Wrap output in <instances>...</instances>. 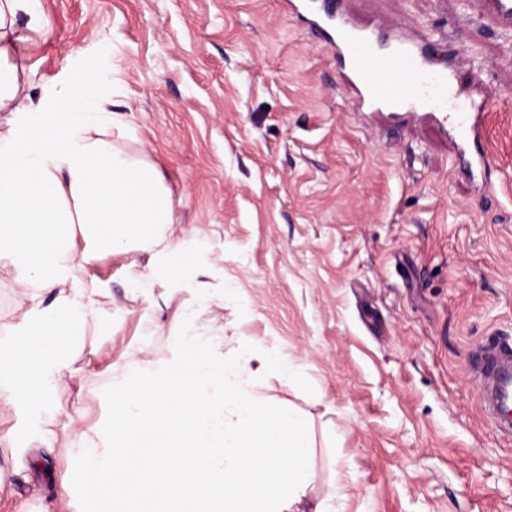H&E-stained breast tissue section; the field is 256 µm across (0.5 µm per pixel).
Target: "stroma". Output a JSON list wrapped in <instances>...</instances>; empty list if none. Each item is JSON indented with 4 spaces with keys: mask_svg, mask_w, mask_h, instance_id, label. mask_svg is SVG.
<instances>
[{
    "mask_svg": "<svg viewBox=\"0 0 512 512\" xmlns=\"http://www.w3.org/2000/svg\"><path fill=\"white\" fill-rule=\"evenodd\" d=\"M37 87L100 75L158 168L198 254L231 288L217 355L240 343L301 364L267 393L306 414L315 486L340 477L339 512H512V441L487 422L471 356L512 338V32L482 0H350L360 22L428 38L492 97L477 147L493 191L428 122L353 111L345 70L283 0H40ZM138 264H147L140 255ZM126 256L89 266L101 316L72 340L54 416L0 399V512H90L75 430L104 428L113 380L168 358L195 294L137 289Z\"/></svg>",
    "mask_w": 512,
    "mask_h": 512,
    "instance_id": "35a3bbf8",
    "label": "stroma"
}]
</instances>
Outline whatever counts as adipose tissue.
<instances>
[{"label":"adipose tissue","instance_id":"1","mask_svg":"<svg viewBox=\"0 0 512 512\" xmlns=\"http://www.w3.org/2000/svg\"><path fill=\"white\" fill-rule=\"evenodd\" d=\"M44 27L35 0H0V271L51 297L0 336V395L42 408L62 389L71 337L97 311L88 266L146 254L128 272L149 289L189 280L196 264L176 247L161 172L116 146L130 130L98 83L36 92L26 60ZM275 367L292 381L248 346L216 358L187 314L172 357L114 381L109 427L81 439L94 512H298L313 478L310 421L264 393L262 372Z\"/></svg>","mask_w":512,"mask_h":512}]
</instances>
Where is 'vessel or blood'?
<instances>
[{
    "instance_id": "b4317fda",
    "label": "vessel or blood",
    "mask_w": 512,
    "mask_h": 512,
    "mask_svg": "<svg viewBox=\"0 0 512 512\" xmlns=\"http://www.w3.org/2000/svg\"><path fill=\"white\" fill-rule=\"evenodd\" d=\"M345 0H288L303 14L329 53L338 58L357 89L356 112L378 113L394 124L436 121L458 145L478 133L489 98L482 83L459 84L455 69L438 61L428 42L390 25L357 23ZM491 27L512 29V0H485ZM476 390L486 417L512 438V344L487 338L475 353Z\"/></svg>"
}]
</instances>
